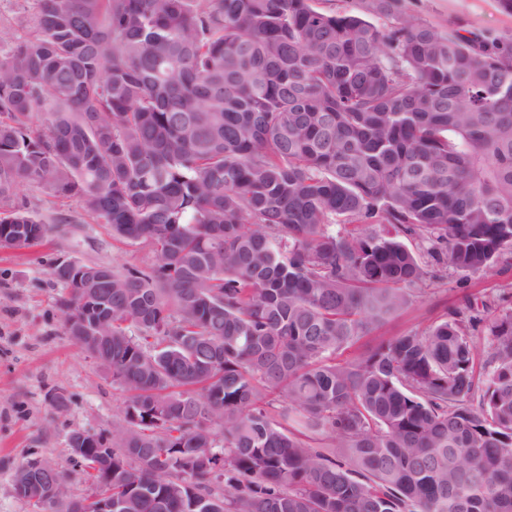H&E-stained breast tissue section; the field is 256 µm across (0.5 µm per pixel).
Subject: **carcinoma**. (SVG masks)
I'll use <instances>...</instances> for the list:
<instances>
[{
    "label": "carcinoma",
    "instance_id": "obj_1",
    "mask_svg": "<svg viewBox=\"0 0 512 512\" xmlns=\"http://www.w3.org/2000/svg\"><path fill=\"white\" fill-rule=\"evenodd\" d=\"M0 28V228L84 197L154 267L112 307L116 512H512V308L342 360L434 276L512 254V37L403 0H31ZM383 18L379 27L367 16ZM66 290V315L79 298ZM485 313L490 359L472 339ZM27 0H0V27L10 28L18 36L33 32V20Z\"/></svg>",
    "mask_w": 512,
    "mask_h": 512
}]
</instances>
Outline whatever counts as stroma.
<instances>
[{
	"label": "stroma",
	"instance_id": "obj_1",
	"mask_svg": "<svg viewBox=\"0 0 512 512\" xmlns=\"http://www.w3.org/2000/svg\"><path fill=\"white\" fill-rule=\"evenodd\" d=\"M409 13L434 27L475 25L512 35V14L498 0H406ZM18 197L28 211L53 225L47 242L29 248H0V512H32L14 490L17 466L44 459L65 477L67 493L82 498L93 488L72 459L73 432L104 434L112 428L125 395L112 378L65 330L62 290L49 265L60 259L117 267L151 268L153 253L112 238L108 225L86 213L81 195H57L47 185H24ZM71 223L56 225L57 216ZM502 295L512 305V254L490 271L464 276L452 271L416 291L410 305L392 315L346 356L354 358L380 338L424 332L469 297Z\"/></svg>",
	"mask_w": 512,
	"mask_h": 512
}]
</instances>
